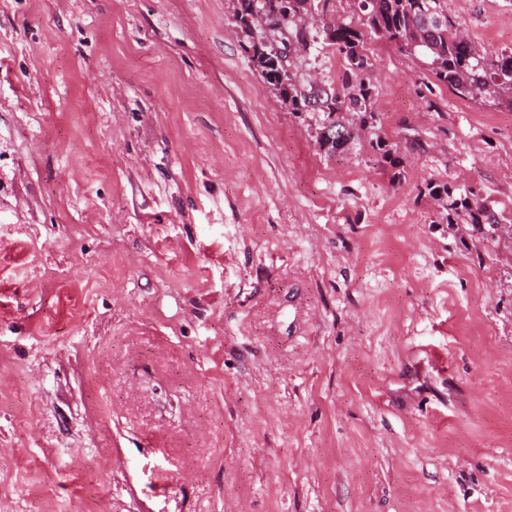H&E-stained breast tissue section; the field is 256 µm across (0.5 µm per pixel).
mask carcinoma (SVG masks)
<instances>
[{
    "mask_svg": "<svg viewBox=\"0 0 512 512\" xmlns=\"http://www.w3.org/2000/svg\"><path fill=\"white\" fill-rule=\"evenodd\" d=\"M313 0H237L236 26L250 34L261 30L262 23L279 29L287 42L308 44V26L304 16ZM363 17L365 30L336 22L321 10L322 29L329 41L345 55L349 77L343 92L305 91L297 83L280 80L283 69L281 51L261 42L253 43L252 59L262 78L273 85L280 97L300 110L311 105L330 118L339 112H361L375 119L371 109L373 87L362 74L372 66L365 53L367 34L387 39L398 51L422 57L435 79L462 99H479L512 106V50L488 54L463 35L453 19L444 15L442 0H354ZM336 140L319 143L322 150L335 154L344 150L353 132L336 121Z\"/></svg>",
    "mask_w": 512,
    "mask_h": 512,
    "instance_id": "obj_1",
    "label": "carcinoma"
}]
</instances>
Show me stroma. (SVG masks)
I'll return each instance as SVG.
<instances>
[{
  "instance_id": "obj_1",
  "label": "stroma",
  "mask_w": 512,
  "mask_h": 512,
  "mask_svg": "<svg viewBox=\"0 0 512 512\" xmlns=\"http://www.w3.org/2000/svg\"><path fill=\"white\" fill-rule=\"evenodd\" d=\"M234 7L0 0V512H512V109L369 34L324 153ZM333 122H336V132L333 131L332 134H336V142H330V141H324L320 142L327 137L331 139L330 130L334 128V124L332 122L327 121L325 123V128L320 132L319 136V146L322 150H324L326 153L335 154L337 152L343 151L347 146L348 142L352 138L353 132L352 128L350 129L345 126L339 119L333 120ZM339 131H342L343 134H340Z\"/></svg>"
}]
</instances>
